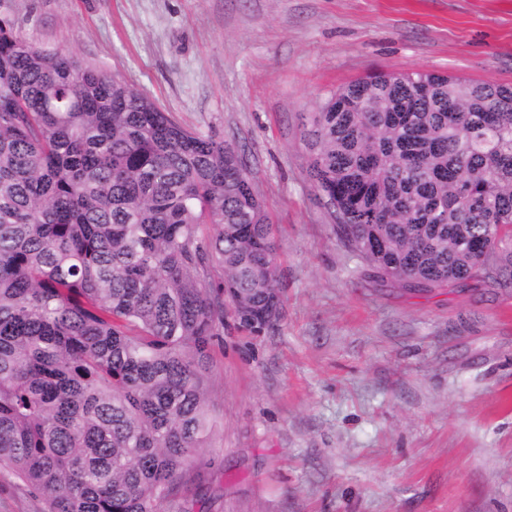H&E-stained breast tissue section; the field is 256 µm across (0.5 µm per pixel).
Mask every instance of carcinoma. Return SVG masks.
Segmentation results:
<instances>
[{"instance_id": "1", "label": "carcinoma", "mask_w": 512, "mask_h": 512, "mask_svg": "<svg viewBox=\"0 0 512 512\" xmlns=\"http://www.w3.org/2000/svg\"><path fill=\"white\" fill-rule=\"evenodd\" d=\"M343 244L409 293L512 288V86L373 73L310 113ZM244 156L0 15V466L45 512H186L224 305L281 318Z\"/></svg>"}]
</instances>
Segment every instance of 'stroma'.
Listing matches in <instances>:
<instances>
[{"label": "stroma", "mask_w": 512, "mask_h": 512, "mask_svg": "<svg viewBox=\"0 0 512 512\" xmlns=\"http://www.w3.org/2000/svg\"><path fill=\"white\" fill-rule=\"evenodd\" d=\"M16 32L120 72L244 154L280 321L224 315L209 512H512V290L369 278L306 177L307 113L372 72L512 85V0H0Z\"/></svg>", "instance_id": "stroma-1"}]
</instances>
